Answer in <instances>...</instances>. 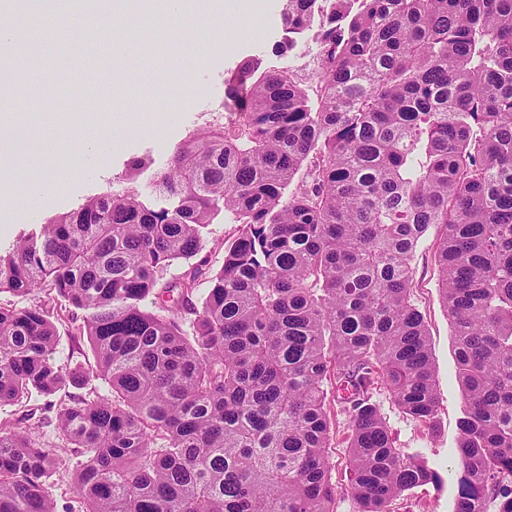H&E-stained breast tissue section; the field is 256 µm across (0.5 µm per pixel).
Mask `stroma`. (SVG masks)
Masks as SVG:
<instances>
[{
  "instance_id": "obj_1",
  "label": "stroma",
  "mask_w": 512,
  "mask_h": 512,
  "mask_svg": "<svg viewBox=\"0 0 512 512\" xmlns=\"http://www.w3.org/2000/svg\"><path fill=\"white\" fill-rule=\"evenodd\" d=\"M282 7L283 0H270L269 8L256 14L263 29L257 39L250 37L249 24L228 20L219 28L207 19L200 20L192 37L185 39L180 27L162 13L157 0H123L112 10L115 27L124 32L123 41L117 44L108 39L84 40L76 26H45L38 0H21L17 5L0 0L1 19L30 25L42 33L49 46L36 68L28 66L22 51L0 54V65L15 72L13 84L0 91V108L9 110L12 117L11 127L0 131V139L10 140L18 132L28 134L40 140V150L46 155L42 167L21 166L12 173L18 204L25 215L12 223L0 220V250H10L24 234L76 208L86 197L108 190L132 158H149L140 180L151 182L167 167L182 139L212 119L215 111L232 112L224 95V79L245 57L258 56L267 68L305 67L316 50L311 37L298 38L289 53L276 49L284 35ZM60 37L80 44L81 57H58L55 44ZM203 53L210 56L205 67L197 64ZM189 81L201 84L206 95L187 108L178 104L176 91ZM116 82L123 85L124 94L114 100L110 94ZM115 112L128 116L127 126L113 127L111 115ZM90 131L113 134L124 143L123 150L111 154L107 173L90 166L83 152L82 138ZM41 178L58 185L50 199L27 193L28 184ZM434 251L435 236L430 233L414 257L413 301L427 325L439 379L437 434H429L405 416L386 391H378L375 399L397 448L403 454L426 459L444 482L437 488L427 485L405 492L397 512H454L457 494L452 450L464 400L456 378L453 338L439 290ZM335 420L336 446L330 462L336 512H353L346 477L348 421L341 413Z\"/></svg>"
}]
</instances>
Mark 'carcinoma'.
<instances>
[{"label":"carcinoma","instance_id":"obj_1","mask_svg":"<svg viewBox=\"0 0 512 512\" xmlns=\"http://www.w3.org/2000/svg\"><path fill=\"white\" fill-rule=\"evenodd\" d=\"M285 2L280 51L313 31L305 71L244 59L234 117L149 186L136 159L0 253V294L54 293L93 354L58 363L47 304L0 305V404L57 408L0 424V512H55L61 469L81 512H336L330 396L355 512L441 484L374 402L437 430L412 300L431 229L465 404L455 512H512V0ZM221 212L236 233L213 273ZM210 229L212 230L209 236L210 241L206 244L201 256L208 255L212 268L218 270L224 262V251L220 247H215L211 239L221 240L231 237L235 232V224H232L229 216L221 212L210 225Z\"/></svg>","mask_w":512,"mask_h":512}]
</instances>
